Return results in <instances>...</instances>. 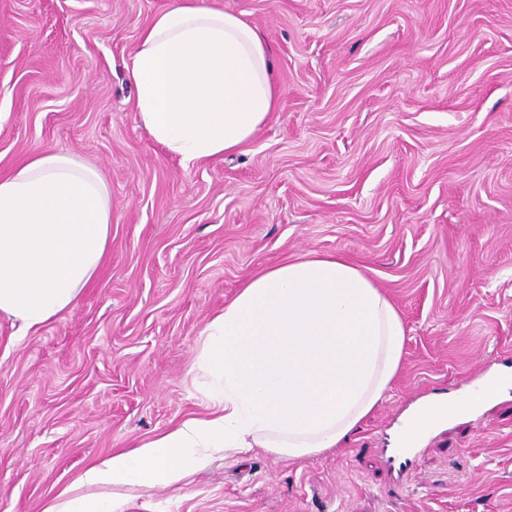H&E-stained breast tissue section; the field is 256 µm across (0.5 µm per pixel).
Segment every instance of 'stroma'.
Returning a JSON list of instances; mask_svg holds the SVG:
<instances>
[{"instance_id":"stroma-1","label":"stroma","mask_w":512,"mask_h":512,"mask_svg":"<svg viewBox=\"0 0 512 512\" xmlns=\"http://www.w3.org/2000/svg\"><path fill=\"white\" fill-rule=\"evenodd\" d=\"M171 0H0V174L41 151L104 176L109 257L77 305L0 316V512L208 402L200 333L243 279L309 252L368 275L408 328L388 398L346 447L228 458L119 512H512V388L398 481L380 450L420 394L512 377V0H214L263 32L283 90L239 152L190 167L127 78Z\"/></svg>"}]
</instances>
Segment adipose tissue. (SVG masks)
<instances>
[{"label": "adipose tissue", "instance_id": "adipose-tissue-1", "mask_svg": "<svg viewBox=\"0 0 512 512\" xmlns=\"http://www.w3.org/2000/svg\"><path fill=\"white\" fill-rule=\"evenodd\" d=\"M126 70L144 127L186 166L238 151L282 98L261 30L211 0H172ZM111 225L106 182L70 155L36 153L0 175V316L26 332L72 309L108 256ZM406 336L397 307L342 256L312 252L248 276L200 334L208 413L114 450L42 512H115L230 452L298 460L343 447L391 389ZM504 383L427 405L415 435L479 410Z\"/></svg>", "mask_w": 512, "mask_h": 512}]
</instances>
